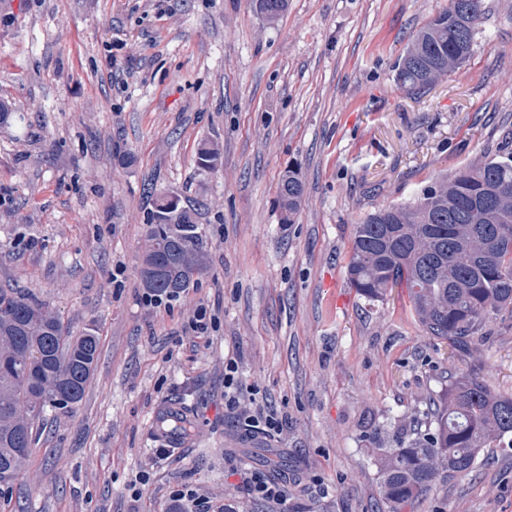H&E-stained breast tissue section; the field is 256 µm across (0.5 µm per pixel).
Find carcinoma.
Wrapping results in <instances>:
<instances>
[{
    "label": "carcinoma",
    "mask_w": 512,
    "mask_h": 512,
    "mask_svg": "<svg viewBox=\"0 0 512 512\" xmlns=\"http://www.w3.org/2000/svg\"><path fill=\"white\" fill-rule=\"evenodd\" d=\"M484 0H448L421 27L396 66L404 88L421 91L472 54ZM273 22L288 0H260ZM306 192L295 169L282 176L281 220L292 224ZM512 151L482 157L436 180L409 203L378 209L354 225L347 273L373 305L406 289L409 312L429 337L461 353L488 323L512 314ZM206 240L194 213L159 195L145 232L140 277L148 292L173 298L202 270ZM100 339L69 325L31 294L0 288V484L10 486L26 462L49 408L83 400L99 358ZM488 448H512V397L464 375L448 384L425 430L394 448H374L378 512H414L419 499L448 477L465 475Z\"/></svg>",
    "instance_id": "obj_1"
}]
</instances>
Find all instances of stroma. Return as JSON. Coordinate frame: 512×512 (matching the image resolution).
I'll return each mask as SVG.
<instances>
[{
    "label": "stroma",
    "instance_id": "stroma-1",
    "mask_svg": "<svg viewBox=\"0 0 512 512\" xmlns=\"http://www.w3.org/2000/svg\"><path fill=\"white\" fill-rule=\"evenodd\" d=\"M448 0H0V288L35 295L100 356L75 411L49 426L0 512H168L187 483L242 512L240 472L283 462L284 512H375L372 451L392 448L450 381L512 395V316L470 353L412 319L404 290L368 306L347 280L353 227L512 132V0H484L474 51L426 92L396 80L410 38ZM217 145L211 170L202 144ZM306 197L280 220L279 182ZM195 209L206 269L154 306L139 275L158 193ZM213 322L192 327L197 307ZM280 434H247L224 361ZM195 414L159 452L154 409ZM417 512H512V449L429 492ZM305 192L306 185L300 172L295 169H288L281 178L278 191L282 223L291 224L295 222Z\"/></svg>",
    "mask_w": 512,
    "mask_h": 512
}]
</instances>
